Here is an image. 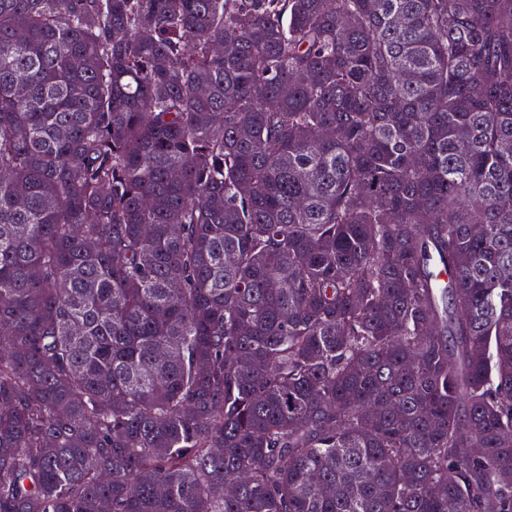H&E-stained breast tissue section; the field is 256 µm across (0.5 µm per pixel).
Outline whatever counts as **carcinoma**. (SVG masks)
I'll return each instance as SVG.
<instances>
[{
    "mask_svg": "<svg viewBox=\"0 0 512 512\" xmlns=\"http://www.w3.org/2000/svg\"><path fill=\"white\" fill-rule=\"evenodd\" d=\"M506 143L512 0H0V512H512Z\"/></svg>",
    "mask_w": 512,
    "mask_h": 512,
    "instance_id": "carcinoma-1",
    "label": "carcinoma"
}]
</instances>
